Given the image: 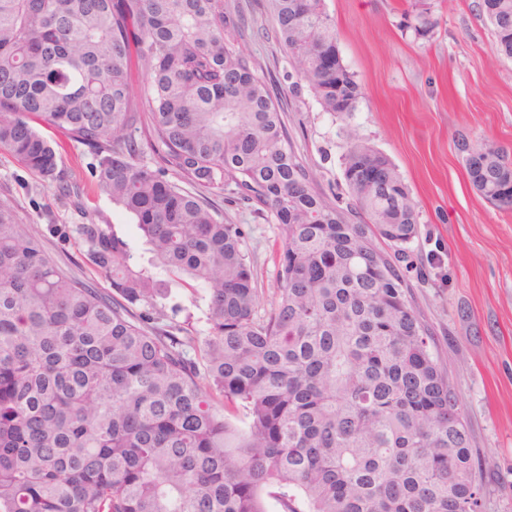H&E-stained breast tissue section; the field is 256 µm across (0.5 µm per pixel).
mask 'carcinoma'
Listing matches in <instances>:
<instances>
[{
  "label": "carcinoma",
  "mask_w": 512,
  "mask_h": 512,
  "mask_svg": "<svg viewBox=\"0 0 512 512\" xmlns=\"http://www.w3.org/2000/svg\"><path fill=\"white\" fill-rule=\"evenodd\" d=\"M268 2L322 109L349 118L355 75L318 64L337 43L323 0ZM501 2L491 27L512 58ZM412 17L416 36L433 30L429 9ZM242 36L226 0H0V153L65 193L34 123L92 150L97 190L201 291L209 323L177 320L110 225L75 226L105 293L0 199V512H481V462L398 268L418 233L408 185L352 139L347 205L314 193ZM457 147L474 190L512 211L504 149L466 133ZM369 167L396 194L368 190ZM211 190L282 226L265 304L244 225Z\"/></svg>",
  "instance_id": "1"
}]
</instances>
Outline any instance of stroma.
<instances>
[{
    "mask_svg": "<svg viewBox=\"0 0 512 512\" xmlns=\"http://www.w3.org/2000/svg\"><path fill=\"white\" fill-rule=\"evenodd\" d=\"M227 2L245 21L240 47L272 85L287 131L315 175L314 192L345 193L341 156L351 138L389 157L410 186L419 232L399 266L482 460V512H512V212L476 193L455 145L464 132L512 153V59L497 54L478 0H425L437 26L424 39L403 26L402 12L413 0H324L343 62L362 86L355 111L342 121L298 83L270 35L267 0ZM55 141L78 200L42 186L6 154H0V199L34 226L58 265L109 291L103 275L80 263L75 241L50 235L48 225L110 224L142 266H150L152 255L131 216L97 191L91 151L60 135ZM209 198L245 226L258 285L272 288L280 225L246 203H228L226 192Z\"/></svg>",
    "mask_w": 512,
    "mask_h": 512,
    "instance_id": "obj_1",
    "label": "stroma"
}]
</instances>
